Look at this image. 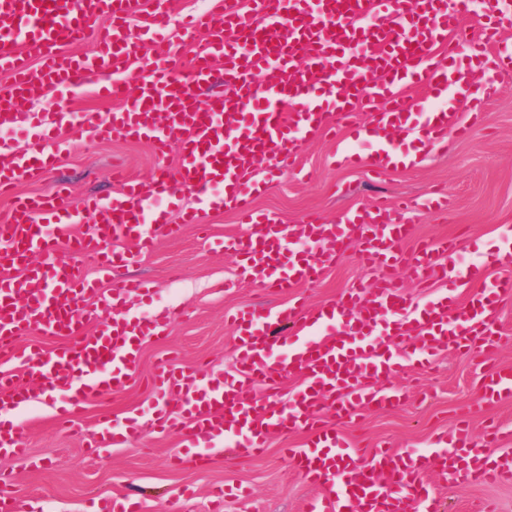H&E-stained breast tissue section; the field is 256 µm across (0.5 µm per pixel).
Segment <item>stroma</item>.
<instances>
[{
	"mask_svg": "<svg viewBox=\"0 0 512 512\" xmlns=\"http://www.w3.org/2000/svg\"><path fill=\"white\" fill-rule=\"evenodd\" d=\"M59 165L43 177L22 183L23 195H49L57 186L71 198L107 194L116 189L110 173L121 166L136 179L150 180L157 170H175L176 151L156 156L142 141L119 135L94 140L64 130ZM300 172L278 178L257 200L260 210L285 224L299 223L312 212L336 222L350 209L376 201L409 198L422 201L436 189L445 192L449 214L416 211L415 241L454 236L459 241L455 263L489 266L488 283L502 278L489 265L491 257L512 232V70L498 74L486 99L483 121L470 136L450 143L447 152L428 155L412 168H394L372 177L363 167L340 165L335 146L323 138L309 140L300 159ZM205 228L186 226L177 238H159L153 253L118 268L103 290L123 279L152 283L151 300L126 298L124 312L143 316L162 308H177L181 317L163 338L144 344L141 364L126 392L108 396L88 407L77 431L56 427L53 403L34 402L16 416L26 426L24 459H0V487L9 491L17 512H96L98 499L126 495L144 502L147 512H207L209 492L218 485L250 488L243 499L228 497L224 512H305L316 490L292 469L286 449L302 444V434L276 436L257 456L242 461L218 456L204 468H172L171 454L196 455V440L156 426L153 407L159 398L151 384L164 363L232 370L236 362L234 332L229 315L245 305L274 306L280 296L260 293L239 282L237 261L218 248L219 240L246 233L247 226L229 211H215ZM356 249H349L320 279L301 287L307 306L326 303L365 278ZM497 334L488 363L512 366V301L498 310ZM488 363L479 352L441 353L432 369L408 365L397 378L404 395L388 410H367L355 422L339 423L341 432L414 454L431 448L435 436L451 431L462 412H470L474 430L490 421L512 428V403L477 410L482 398L480 378ZM121 419L136 417L139 438L120 448H94L90 441L102 412ZM429 482L440 494L446 512H512V480L492 485H454L432 474Z\"/></svg>",
	"mask_w": 512,
	"mask_h": 512,
	"instance_id": "obj_1",
	"label": "stroma"
}]
</instances>
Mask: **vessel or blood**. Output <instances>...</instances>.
Wrapping results in <instances>:
<instances>
[{
	"instance_id": "vessel-or-blood-1",
	"label": "vessel or blood",
	"mask_w": 512,
	"mask_h": 512,
	"mask_svg": "<svg viewBox=\"0 0 512 512\" xmlns=\"http://www.w3.org/2000/svg\"><path fill=\"white\" fill-rule=\"evenodd\" d=\"M471 0H220L192 15L182 40L151 53L137 65L117 41L143 45L147 32L168 25L157 0L148 27L133 25L143 0H0V126L21 128L23 98L58 95L87 85L116 102L109 118L91 112L45 113L41 130L23 151L0 146V193L41 176L61 160L58 130L69 126L90 138L112 134L144 140L161 155L177 148V175L156 174L147 184L119 171L118 192L78 200L32 197L17 201L9 223L0 225V355L19 371H0V451L27 452L25 429L8 412L66 394L59 425L77 422L88 406L123 393L139 368L143 343L161 338L174 313L139 319L113 318L96 335L87 326L100 308H121L126 297L149 296L147 281L131 279L94 304L100 281L111 279L136 255L153 251L158 236L176 237L183 225L203 224L213 211L212 185L224 187L225 210L242 217L247 234L225 238L238 259V276L286 305L246 307L232 317L237 350L232 374L205 367L162 366L154 385L164 396L162 427L184 437L223 446L225 458H249L276 435L305 436L289 457L317 495L309 512H443L426 479L440 471L452 484H492L512 479V431L490 423L476 442L467 420L438 436L424 456L391 447L365 450L337 428L366 408L389 409L401 398L392 381L407 362L431 366L440 352L487 349L498 306L512 298V279L483 288L485 268L458 273V242L445 237L404 245L414 235L407 201L379 203L349 212L337 224L315 213L283 224L255 207L266 183L255 179L257 163L268 176L297 169L303 144L318 135L336 143L337 157L382 174L465 138L483 118L482 104L498 73L512 68V46L501 33L512 16L490 7L473 14ZM99 30L96 52L75 56L68 45ZM477 67L481 82L466 70ZM225 93L204 94L216 71ZM139 89L127 94L128 83ZM430 85L429 98L410 99L411 88ZM413 139L417 155L403 148ZM366 141L368 155L353 151ZM194 194L179 223H169L161 201ZM135 241L138 251L120 249ZM358 245L371 273L335 300L306 307L294 291L318 279L348 246ZM52 262L32 265L33 249ZM66 258H56L58 249ZM100 254L97 277L75 258ZM410 271L435 294L413 304L394 274ZM468 291L456 304L459 284ZM59 340L52 354L21 341L36 331ZM284 358H276L280 345ZM303 384L282 401L285 375ZM491 400H512V368L493 366L482 377ZM136 437L133 419L103 416L95 447L118 448ZM510 440L489 454L488 446Z\"/></svg>"
}]
</instances>
